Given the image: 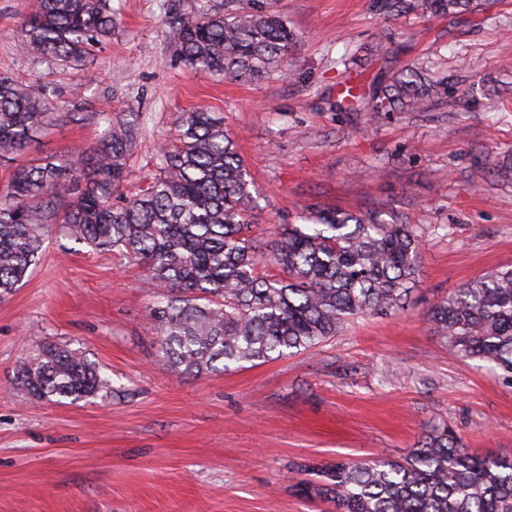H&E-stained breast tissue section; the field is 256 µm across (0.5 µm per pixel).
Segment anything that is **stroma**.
I'll return each instance as SVG.
<instances>
[{"label": "stroma", "mask_w": 512, "mask_h": 512, "mask_svg": "<svg viewBox=\"0 0 512 512\" xmlns=\"http://www.w3.org/2000/svg\"><path fill=\"white\" fill-rule=\"evenodd\" d=\"M199 0H112L118 27L87 68L36 61L17 33L35 0H0V73L50 85L62 118L13 166L97 145V113L137 120L119 192L146 186L177 113L223 117L252 176V234L267 247L302 206H375L415 225L419 283L400 310L354 318L316 347L257 366L176 377L159 363L149 310L167 285L63 235L0 303V512H334L296 489V467L401 459L432 425L471 452L512 457V382L458 356L427 320L465 283L512 266V0L457 19L389 17L372 0H242L287 19L299 41L283 72L253 83L186 65L165 12ZM392 39L394 67H428L448 100L374 121L332 110L341 84L371 81ZM350 66H343L341 58ZM500 81L484 98L481 79ZM73 120H66V113ZM482 177H474L477 166ZM69 343L110 379L105 397L31 400L12 385L22 357Z\"/></svg>", "instance_id": "1"}]
</instances>
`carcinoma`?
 <instances>
[{
	"instance_id": "cac0c4a2",
	"label": "carcinoma",
	"mask_w": 512,
	"mask_h": 512,
	"mask_svg": "<svg viewBox=\"0 0 512 512\" xmlns=\"http://www.w3.org/2000/svg\"><path fill=\"white\" fill-rule=\"evenodd\" d=\"M496 0H375L389 17L453 16ZM200 7L174 15L167 37L191 68L235 80L283 71L297 33L262 8ZM111 0H37L20 45L37 60L82 67L112 38ZM446 88L413 66L337 95L338 112H424ZM55 93L0 75V154L29 147L57 119ZM99 146L21 165L0 192V301L38 264L52 234L133 261L148 283L171 294L150 308L162 366L174 375L228 371L298 353L342 333L352 318L402 307L419 269L413 225L334 208L287 224L271 261L286 274H265L249 235L250 175L222 119L204 108L176 115L177 134L159 150L157 173L122 204L115 193L130 167L132 125L97 113ZM456 353L479 358L512 378V269L464 284L429 309ZM14 385L37 400L76 402L109 389L97 364L66 343L22 358ZM317 480L298 482L336 512H512V460L468 451L448 426L425 430L404 460L306 464Z\"/></svg>"
}]
</instances>
